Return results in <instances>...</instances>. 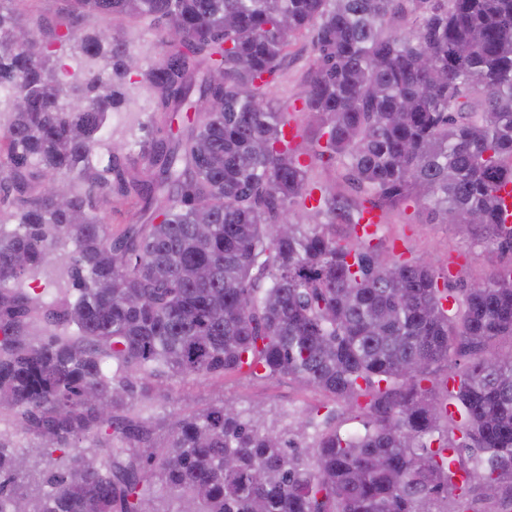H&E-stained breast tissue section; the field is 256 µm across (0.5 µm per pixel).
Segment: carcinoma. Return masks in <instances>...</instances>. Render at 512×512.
Instances as JSON below:
<instances>
[{"mask_svg": "<svg viewBox=\"0 0 512 512\" xmlns=\"http://www.w3.org/2000/svg\"><path fill=\"white\" fill-rule=\"evenodd\" d=\"M20 2L0 0V410L56 468L25 493L0 434V512H156L157 489L165 512H512V267L450 286L336 233L410 201L512 255V0H67L60 27ZM93 18L163 33L142 74L162 125L133 162L91 160L132 69ZM309 29L304 152L266 86ZM304 155L363 202L312 184ZM315 189L324 220L294 222ZM114 198L144 223L112 236L95 211ZM245 367L342 400L364 431L305 444L225 402L148 414L155 385Z\"/></svg>", "mask_w": 512, "mask_h": 512, "instance_id": "cac0c4a2", "label": "carcinoma"}]
</instances>
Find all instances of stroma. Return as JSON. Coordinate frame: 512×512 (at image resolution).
<instances>
[{"label": "stroma", "instance_id": "1", "mask_svg": "<svg viewBox=\"0 0 512 512\" xmlns=\"http://www.w3.org/2000/svg\"><path fill=\"white\" fill-rule=\"evenodd\" d=\"M117 32L126 41L130 57L141 66L160 61L162 39L154 27L126 22ZM312 55V35L307 32L292 44L287 59L269 79L270 98L297 126L305 123L302 95ZM377 243L388 255L427 260L452 285L482 279L512 263V256L473 245L451 225L429 223L426 214L410 203L382 213ZM156 398L157 414L168 417L229 399L239 408L261 413L283 426L294 425L302 417L315 425L330 422L344 433L362 428L361 420L346 414L333 397L306 391L288 376H269L262 371L244 369L188 386L174 383L157 391Z\"/></svg>", "mask_w": 512, "mask_h": 512}]
</instances>
